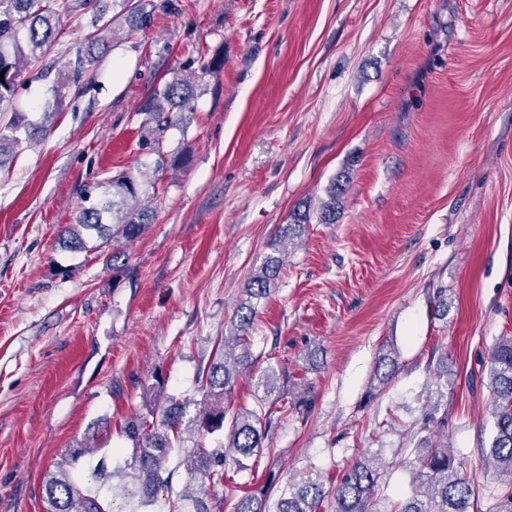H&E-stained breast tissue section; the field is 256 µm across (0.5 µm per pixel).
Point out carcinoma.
Masks as SVG:
<instances>
[{
	"mask_svg": "<svg viewBox=\"0 0 512 512\" xmlns=\"http://www.w3.org/2000/svg\"><path fill=\"white\" fill-rule=\"evenodd\" d=\"M100 0H0V113L13 99L15 87L25 66L39 61L60 32L61 13L84 10L89 23L99 34L111 29L116 18H108L98 8ZM128 15L127 36L147 27L150 15L141 0H112ZM224 61L215 57L194 72L190 78H176L163 90L149 95L144 111L155 124L153 132L162 134L179 122L182 113L191 110L193 82L201 81L223 68ZM85 72L81 65L55 75L52 91L60 100L65 92L78 87ZM54 113H42L37 124L15 112L0 128L1 156L22 143L18 136L25 130L26 139H34L47 131ZM103 197L83 206L75 222L61 230L59 240L74 249L90 248L115 261V244L139 238L150 224L153 210L145 205L152 195L139 190L134 177L118 174L107 180ZM342 185L329 190V201L323 203L319 223L332 224L336 218V196ZM284 259L269 255L246 285L249 300L240 304L230 335L220 337L215 354L195 377L196 392L201 394L200 409L190 422L200 438L185 445L183 423L190 399L156 394L145 415L127 421L122 436L131 443L129 456L123 463L108 468L105 459L89 461L81 470H74L87 455L84 449L70 452L67 461L46 477L43 484L47 507L45 512H151L160 494L168 495L169 512H222L226 498H217L212 490L224 484V467L233 464L248 469L247 460L264 448L269 416L264 400L253 407L224 405L239 377L251 368L252 336L249 332L257 314L253 300L265 298L270 284L279 274ZM398 368L397 359H379L374 379L385 386ZM489 388L494 399L496 434L489 447L479 448L482 462L491 464L505 477L504 482L489 494L492 504L487 512H512V336H503L491 352L488 368ZM224 442L214 448L205 436L224 430ZM416 454L420 483L412 494L393 505L389 512H475L476 491L463 473L460 452L439 441L426 450L411 449ZM188 475L186 489L175 494L172 478L179 467ZM323 472L309 464L304 475L280 491L276 502L256 488L239 497L233 512H320L325 498L332 497L333 512H373L369 503L376 495L380 472L373 461L362 458L349 465L334 487H325ZM119 483H114V480Z\"/></svg>",
	"mask_w": 512,
	"mask_h": 512,
	"instance_id": "obj_1",
	"label": "carcinoma"
}]
</instances>
